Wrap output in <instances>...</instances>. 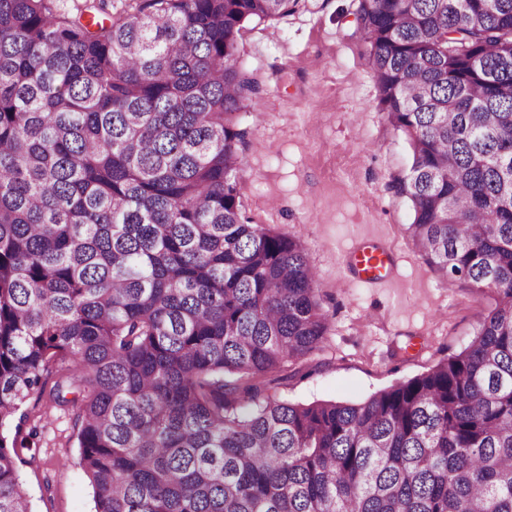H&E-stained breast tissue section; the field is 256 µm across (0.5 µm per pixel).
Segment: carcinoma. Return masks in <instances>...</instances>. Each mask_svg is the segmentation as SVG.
<instances>
[{"label": "carcinoma", "mask_w": 512, "mask_h": 512, "mask_svg": "<svg viewBox=\"0 0 512 512\" xmlns=\"http://www.w3.org/2000/svg\"><path fill=\"white\" fill-rule=\"evenodd\" d=\"M303 0H0V512H32L24 407L56 362L94 512H512V0H357L389 189L475 337L359 403L275 384L324 342L302 246L252 223L245 23ZM73 398H67V395Z\"/></svg>", "instance_id": "1"}]
</instances>
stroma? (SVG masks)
<instances>
[{"label": "stroma", "mask_w": 512, "mask_h": 512, "mask_svg": "<svg viewBox=\"0 0 512 512\" xmlns=\"http://www.w3.org/2000/svg\"><path fill=\"white\" fill-rule=\"evenodd\" d=\"M356 0H308L305 9L252 22L240 62L266 83L241 113L247 131L240 173L253 223L302 244L319 276L327 338L293 365L276 392L299 403L358 402L412 378L472 341L489 303L430 266L406 233L409 204L388 188L406 169L404 139L378 105L354 37ZM391 242L395 283L346 281L344 258L358 235ZM58 365L26 404L36 429L34 461L20 474L32 512H93L78 460L75 406L56 405Z\"/></svg>", "instance_id": "35a3bbf8"}]
</instances>
